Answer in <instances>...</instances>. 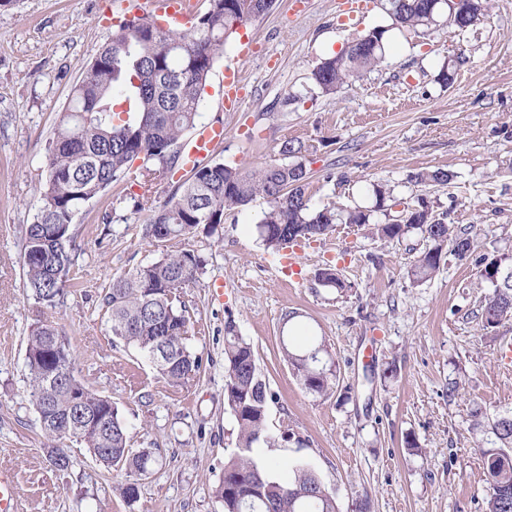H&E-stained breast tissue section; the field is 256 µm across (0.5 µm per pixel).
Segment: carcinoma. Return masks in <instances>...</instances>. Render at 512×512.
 Here are the masks:
<instances>
[{
    "label": "carcinoma",
    "instance_id": "obj_1",
    "mask_svg": "<svg viewBox=\"0 0 512 512\" xmlns=\"http://www.w3.org/2000/svg\"><path fill=\"white\" fill-rule=\"evenodd\" d=\"M433 0H380L392 20L389 27H374L343 54L322 60L311 73V83L330 95L345 83L380 64L389 32H426L444 22L461 35L487 10V0H475L455 14L431 9ZM273 0H209L206 13L195 17L186 32L160 28L148 16L121 22L112 37L95 54L84 77L76 83L68 106L50 142L46 157L47 179L41 206L23 238L25 288L43 308H55L65 296L71 270L77 266V232L74 219L92 199L124 178L129 164L141 156L158 163L144 168L135 182L140 193L135 206H152L158 181L183 166L181 137L195 128L202 93L224 42L240 26L268 13ZM127 102V117L114 111V103ZM304 145L285 139L278 154L285 161L252 169L242 163L210 159L190 169L181 191L153 211L144 236L161 249V256L112 279L103 306L112 336L134 347L162 378L183 383L201 367V358L187 340L192 310L185 288L199 282L205 260L186 247V240L205 231L211 235L226 215L257 199L267 203L256 224L265 251L277 257L292 243L317 242L336 231L339 224L366 228L386 242L415 235L428 242L411 267L412 280L426 282L439 272L443 251L459 258L473 253L481 234L476 224L460 227L446 222L447 214L434 210L433 202H414L416 209L400 224L382 222L394 190L372 185L371 207L344 209L333 203L316 206L306 194L310 172L301 161ZM453 177L445 169L421 171L410 180L443 185ZM480 277L493 288L484 298V327L512 319V257L503 253L477 260ZM316 279L343 291L347 285L327 265ZM300 315L282 319L280 350L304 388L326 395L335 387L337 371L325 339L311 336L301 341ZM30 397L45 437L69 440L94 451L103 465L124 471L130 480L122 487L124 498H139L138 480L158 464L152 448L134 449L129 429L118 406L81 383L74 374V356L68 339L54 322L43 316L32 325L26 346ZM58 373L51 383L49 371ZM82 397V407L72 397ZM274 398L259 373L252 346L235 322L224 323V404L237 425L236 450L224 462V475L215 489L223 512H339L336 495L327 490L311 470L297 466L288 477L277 478L253 457V448L272 445L276 437L267 427L269 402ZM69 418L73 433L62 434ZM472 428L487 437L483 457L487 470V512H512V411L483 424L481 409L472 411Z\"/></svg>",
    "mask_w": 512,
    "mask_h": 512
}]
</instances>
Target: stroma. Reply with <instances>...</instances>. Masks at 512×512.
Returning <instances> with one entry per match:
<instances>
[{"mask_svg":"<svg viewBox=\"0 0 512 512\" xmlns=\"http://www.w3.org/2000/svg\"><path fill=\"white\" fill-rule=\"evenodd\" d=\"M112 2L0 6V468L16 476L20 512H220L213 490L237 436L224 404L230 318L275 394L268 427L277 440L255 448L258 462L277 463L280 476L297 465L312 469L340 512H485L483 435L470 428L471 410L512 411V368L501 359L512 321L484 328L481 301L491 288L473 258L445 253L436 276L417 284L409 269L424 248L418 238L389 243L341 224L296 246L293 267L264 251L255 226L265 204L256 201L227 215L216 234L189 241L206 261L187 290L189 345L202 366L174 386L113 340L102 310L113 277L159 256L143 235L150 214L134 208L123 182L76 216V284L48 316L69 340L77 378L116 403L135 447L157 448L160 464L134 502L121 493L124 474L79 444L63 445L68 470L52 466L29 396L26 337L40 307L24 288L23 234L40 207L47 149L70 90L112 36L100 21ZM342 8L343 0H276L230 36L199 108V124H224L212 158L259 168L278 160L284 138L295 139L305 147L315 204L368 206L371 184H386L411 202L428 196L448 223L481 225L476 256L512 254V0H490L460 36L444 26L394 34L380 67L323 95L309 87L320 61L390 22L379 0L347 24ZM245 46L250 55L239 58ZM450 59L459 65L444 86L437 75ZM233 64L245 88L238 107L223 111L221 80ZM436 168L451 172L447 184L411 179ZM327 264L348 290L318 283ZM289 311L329 345L338 379L328 395L307 392L282 358ZM286 429L291 439H281ZM410 434L421 454L407 450Z\"/></svg>","mask_w":512,"mask_h":512,"instance_id":"stroma-1","label":"stroma"}]
</instances>
